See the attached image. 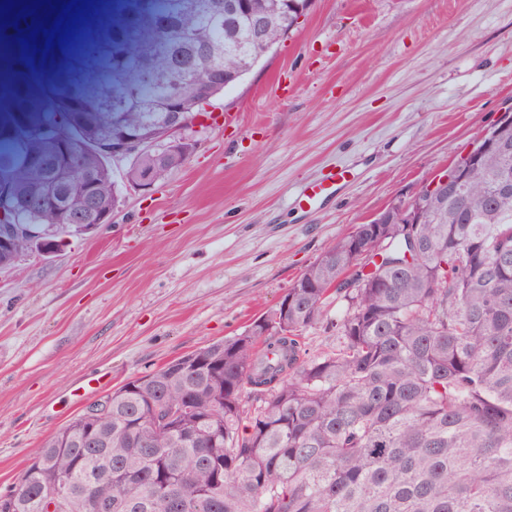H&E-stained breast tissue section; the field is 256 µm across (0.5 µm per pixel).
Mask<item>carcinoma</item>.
<instances>
[{"mask_svg": "<svg viewBox=\"0 0 512 512\" xmlns=\"http://www.w3.org/2000/svg\"><path fill=\"white\" fill-rule=\"evenodd\" d=\"M119 2L88 37L133 51L110 73L70 43L45 48L42 30L58 15L0 18L8 92L29 103L15 109L24 130L0 122V226L62 232L34 201L57 189L65 205L68 180L87 173L117 209L121 187L174 166L146 144L115 177L87 122L135 132L184 83L259 55L248 14L225 20L231 0H208L205 13L196 0H153L133 40L143 0ZM308 2L278 0L269 43ZM153 26L169 38L146 40ZM53 74L78 82L59 87L64 106L48 115L34 103ZM492 129L511 150L485 155L440 213L382 234L357 225L288 288V305L198 349L197 365L182 356L113 390L112 438L85 447L87 424L73 418L0 497V512H512V122ZM57 138L69 142L66 171ZM332 293L344 302L336 346L311 354L301 335L324 320ZM180 399L172 430L156 431ZM57 473L68 478L60 498L49 485Z\"/></svg>", "mask_w": 512, "mask_h": 512, "instance_id": "obj_1", "label": "carcinoma"}]
</instances>
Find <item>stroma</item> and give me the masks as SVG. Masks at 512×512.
Returning a JSON list of instances; mask_svg holds the SVG:
<instances>
[{
	"instance_id": "1",
	"label": "stroma",
	"mask_w": 512,
	"mask_h": 512,
	"mask_svg": "<svg viewBox=\"0 0 512 512\" xmlns=\"http://www.w3.org/2000/svg\"><path fill=\"white\" fill-rule=\"evenodd\" d=\"M189 125L184 164L60 252L0 270V493L98 394L244 331L326 250L411 200L512 109V0H312ZM351 180L311 214L300 187Z\"/></svg>"
}]
</instances>
